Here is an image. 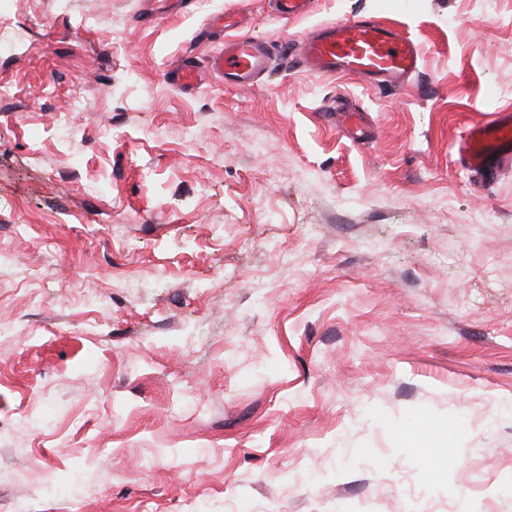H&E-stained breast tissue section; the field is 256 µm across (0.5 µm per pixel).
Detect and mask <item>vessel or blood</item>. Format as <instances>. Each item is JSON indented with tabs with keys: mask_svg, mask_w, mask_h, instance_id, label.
<instances>
[{
	"mask_svg": "<svg viewBox=\"0 0 512 512\" xmlns=\"http://www.w3.org/2000/svg\"><path fill=\"white\" fill-rule=\"evenodd\" d=\"M422 49L409 35L369 16L341 19L305 37L298 65L325 75L342 71L381 86L394 87L417 72ZM215 75L237 86L257 82L268 70L264 44L248 37L228 38L210 60ZM461 163L475 171H492L512 163V113L500 112L471 127L455 146Z\"/></svg>",
	"mask_w": 512,
	"mask_h": 512,
	"instance_id": "b4317fda",
	"label": "vessel or blood"
}]
</instances>
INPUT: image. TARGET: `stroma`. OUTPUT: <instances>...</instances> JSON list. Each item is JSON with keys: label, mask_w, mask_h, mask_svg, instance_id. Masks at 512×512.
Returning <instances> with one entry per match:
<instances>
[{"label": "stroma", "mask_w": 512, "mask_h": 512, "mask_svg": "<svg viewBox=\"0 0 512 512\" xmlns=\"http://www.w3.org/2000/svg\"><path fill=\"white\" fill-rule=\"evenodd\" d=\"M274 2L0 0V512H512V0ZM357 15L406 84L294 64ZM264 44L248 37H231L224 42L210 60L215 75L236 86H249L257 82L268 70ZM461 163L475 171L492 172L501 164L512 163V113L471 127L455 145Z\"/></svg>", "instance_id": "35a3bbf8"}]
</instances>
